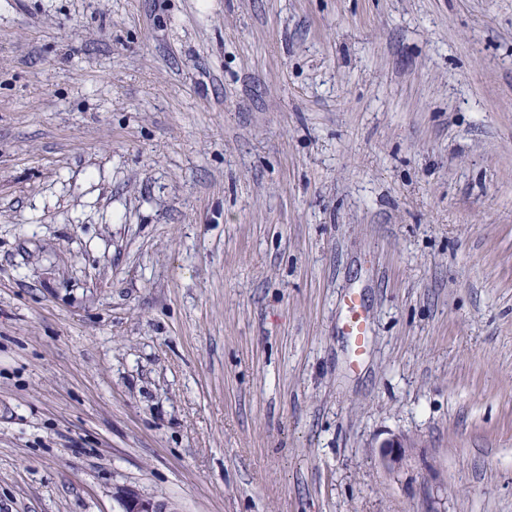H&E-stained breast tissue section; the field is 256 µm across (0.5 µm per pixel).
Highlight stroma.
Returning <instances> with one entry per match:
<instances>
[{
  "label": "stroma",
  "mask_w": 512,
  "mask_h": 512,
  "mask_svg": "<svg viewBox=\"0 0 512 512\" xmlns=\"http://www.w3.org/2000/svg\"><path fill=\"white\" fill-rule=\"evenodd\" d=\"M128 489L512 512V0H0V512ZM379 449L381 466L388 472L400 470L414 447V444L405 436L393 435L383 440Z\"/></svg>",
  "instance_id": "35a3bbf8"
}]
</instances>
